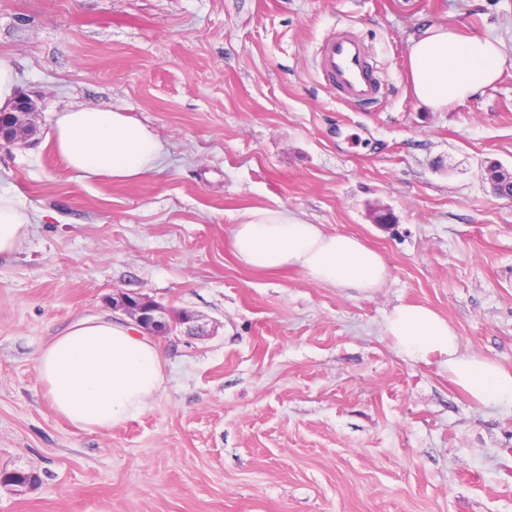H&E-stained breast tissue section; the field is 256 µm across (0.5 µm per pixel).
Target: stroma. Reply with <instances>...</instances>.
Returning <instances> with one entry per match:
<instances>
[{
  "mask_svg": "<svg viewBox=\"0 0 512 512\" xmlns=\"http://www.w3.org/2000/svg\"><path fill=\"white\" fill-rule=\"evenodd\" d=\"M442 23L511 45L512 0H0V59L38 107L0 149V184L34 213L0 256V470L41 478L0 488V512H512V406L475 404L440 357L408 360L384 334L395 305L424 304L512 371V202L485 178L512 170V69L431 111L409 46ZM349 28L384 87L367 111L315 68ZM86 105L154 128L160 170H68L46 135ZM279 206L380 252L384 286L239 264L234 225ZM118 290L207 333L158 338L163 390L91 433L52 411L36 359Z\"/></svg>",
  "mask_w": 512,
  "mask_h": 512,
  "instance_id": "stroma-1",
  "label": "stroma"
}]
</instances>
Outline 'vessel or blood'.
I'll return each instance as SVG.
<instances>
[{
    "instance_id": "vessel-or-blood-1",
    "label": "vessel or blood",
    "mask_w": 512,
    "mask_h": 512,
    "mask_svg": "<svg viewBox=\"0 0 512 512\" xmlns=\"http://www.w3.org/2000/svg\"><path fill=\"white\" fill-rule=\"evenodd\" d=\"M316 69L325 87L344 101L370 107L380 99L381 84L363 42L354 34L330 35L319 51Z\"/></svg>"
}]
</instances>
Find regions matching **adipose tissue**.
I'll list each match as a JSON object with an SVG mask.
<instances>
[{
	"label": "adipose tissue",
	"instance_id": "obj_1",
	"mask_svg": "<svg viewBox=\"0 0 512 512\" xmlns=\"http://www.w3.org/2000/svg\"><path fill=\"white\" fill-rule=\"evenodd\" d=\"M414 97L435 112L460 105L496 83L512 67L499 40L464 37L448 25L425 28L409 51ZM53 150L77 177L142 182L155 174L165 144L151 127L109 106H81L57 114L47 134ZM32 218L20 193L0 187V255L27 241ZM243 266L293 268L311 282L371 293L389 275L377 250L357 237L330 232L283 207L248 210L232 231ZM396 349L412 360L443 357L450 380L479 405H512V372L493 359L460 350L456 330L430 307L400 304L385 318ZM165 357L140 328L108 315L77 320L45 345L36 360L52 410L81 430L95 432L140 416L165 381Z\"/></svg>",
	"mask_w": 512,
	"mask_h": 512
}]
</instances>
